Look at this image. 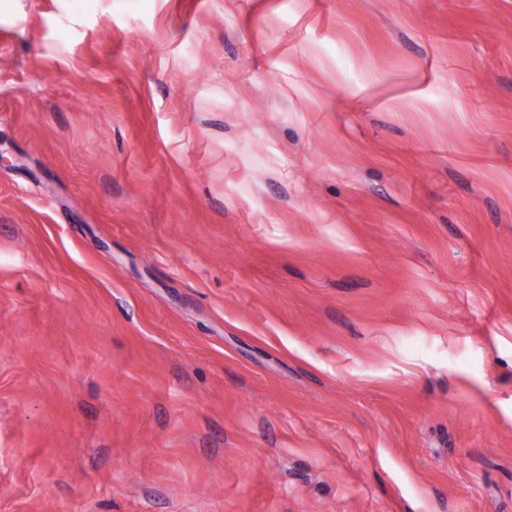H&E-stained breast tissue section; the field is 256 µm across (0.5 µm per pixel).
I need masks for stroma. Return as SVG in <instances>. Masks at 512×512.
I'll return each instance as SVG.
<instances>
[{"label": "stroma", "instance_id": "obj_1", "mask_svg": "<svg viewBox=\"0 0 512 512\" xmlns=\"http://www.w3.org/2000/svg\"><path fill=\"white\" fill-rule=\"evenodd\" d=\"M0 512H512V0H0Z\"/></svg>", "mask_w": 512, "mask_h": 512}]
</instances>
